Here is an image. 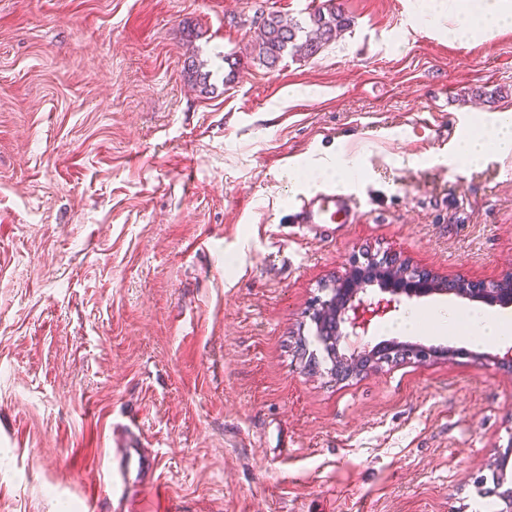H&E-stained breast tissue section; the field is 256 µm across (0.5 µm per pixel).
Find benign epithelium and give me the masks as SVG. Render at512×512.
Here are the masks:
<instances>
[{
	"mask_svg": "<svg viewBox=\"0 0 512 512\" xmlns=\"http://www.w3.org/2000/svg\"><path fill=\"white\" fill-rule=\"evenodd\" d=\"M432 280L434 276L427 271L386 261L372 260L357 265L329 288L330 297L319 303L313 321L324 325L323 332L336 337L338 342L350 336H365L373 322L399 308L402 297L423 293L425 287L432 285ZM374 284L382 285L381 294L367 293V287ZM448 291L489 305L509 303L512 301V266L491 285L457 276L448 280ZM434 354L435 351L424 346L399 344H390L388 349L375 352L381 363L404 358L425 362Z\"/></svg>",
	"mask_w": 512,
	"mask_h": 512,
	"instance_id": "benign-epithelium-1",
	"label": "benign epithelium"
}]
</instances>
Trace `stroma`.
<instances>
[{"mask_svg": "<svg viewBox=\"0 0 512 512\" xmlns=\"http://www.w3.org/2000/svg\"><path fill=\"white\" fill-rule=\"evenodd\" d=\"M342 2L335 42L270 72L245 51L256 9L310 0H0V512H158L105 470L125 427L168 512H501L512 346L434 314L512 304L403 300L339 354L448 356L350 376L312 360L309 309L369 254L486 282L512 265V158L452 157L512 110V26L461 41L440 0ZM338 154L343 173L289 177ZM329 187L351 223H289ZM375 356H380L376 363L393 362L397 359H415L425 362L434 356L435 351L420 345L389 344L387 350L376 351Z\"/></svg>", "mask_w": 512, "mask_h": 512, "instance_id": "1", "label": "stroma"}]
</instances>
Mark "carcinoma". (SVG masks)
Returning <instances> with one entry per match:
<instances>
[{"instance_id": "obj_1", "label": "carcinoma", "mask_w": 512, "mask_h": 512, "mask_svg": "<svg viewBox=\"0 0 512 512\" xmlns=\"http://www.w3.org/2000/svg\"><path fill=\"white\" fill-rule=\"evenodd\" d=\"M351 24L338 0H323L321 6L302 20H286L277 11H268L259 23L260 31L251 44L250 56L268 71H273L288 54L296 58H312ZM192 86L202 94L211 92L208 73L201 71L195 60L184 65Z\"/></svg>"}]
</instances>
